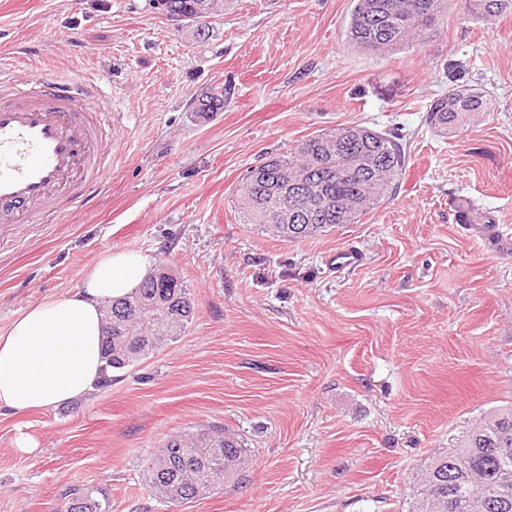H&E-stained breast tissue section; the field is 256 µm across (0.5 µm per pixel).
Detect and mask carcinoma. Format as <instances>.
I'll use <instances>...</instances> for the list:
<instances>
[{"mask_svg": "<svg viewBox=\"0 0 512 512\" xmlns=\"http://www.w3.org/2000/svg\"><path fill=\"white\" fill-rule=\"evenodd\" d=\"M347 42L362 53L388 54L409 43H423L455 0H353ZM468 11L485 20L512 13V0H465ZM161 11L190 21L202 18L199 0H161ZM483 92L460 86L430 104L426 121L446 134L464 129L473 112H488ZM365 156L372 167H356ZM407 162L402 145L389 132L349 125L314 134L289 151L268 156L250 168L239 191L247 224L284 240L322 235L341 224H356L384 201ZM305 191L298 220L279 224L293 186ZM106 370L139 364L161 346L176 341L194 318L190 289L172 274L147 276L130 294L104 306ZM495 448L512 449V406L486 413L460 432L448 452L435 457L420 477L421 512H512V471L503 470ZM242 447L222 428H203L170 437L147 463L148 485L181 488L198 499L238 471ZM64 512H109L110 502L95 487L71 488Z\"/></svg>", "mask_w": 512, "mask_h": 512, "instance_id": "cac0c4a2", "label": "carcinoma"}]
</instances>
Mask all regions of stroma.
<instances>
[{
    "label": "stroma",
    "mask_w": 512,
    "mask_h": 512,
    "mask_svg": "<svg viewBox=\"0 0 512 512\" xmlns=\"http://www.w3.org/2000/svg\"><path fill=\"white\" fill-rule=\"evenodd\" d=\"M351 0H228L175 27L149 0H0V79L92 81L112 177L56 224L0 240V330L77 288L105 251L191 288L179 339L109 385L44 411L0 410V512H52L74 486L109 512H416L418 473L488 410L512 405V13L450 12L419 46L354 51ZM477 85L491 111L436 133L432 101ZM224 95L201 116L198 100ZM360 124L407 152L392 196L321 236L244 223L247 170L307 136ZM498 225L494 247L454 198ZM360 252L336 272V250ZM221 426L235 479L171 504L145 482L173 435ZM39 443L18 454L17 431ZM451 208L456 223L463 224L483 237L489 238L494 233L493 229L485 226L486 224H471L472 208L465 201L452 202Z\"/></svg>",
    "instance_id": "1"
}]
</instances>
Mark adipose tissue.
Listing matches in <instances>:
<instances>
[{
	"label": "adipose tissue",
	"mask_w": 512,
	"mask_h": 512,
	"mask_svg": "<svg viewBox=\"0 0 512 512\" xmlns=\"http://www.w3.org/2000/svg\"><path fill=\"white\" fill-rule=\"evenodd\" d=\"M148 273L136 253H103L72 294L28 306L0 332V408L16 413L66 404L101 376V308Z\"/></svg>",
	"instance_id": "1"
}]
</instances>
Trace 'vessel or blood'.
Masks as SVG:
<instances>
[{"mask_svg":"<svg viewBox=\"0 0 512 512\" xmlns=\"http://www.w3.org/2000/svg\"><path fill=\"white\" fill-rule=\"evenodd\" d=\"M111 141L93 83L0 85V229L85 205L112 176Z\"/></svg>","mask_w":512,"mask_h":512,"instance_id":"obj_1","label":"vessel or blood"}]
</instances>
